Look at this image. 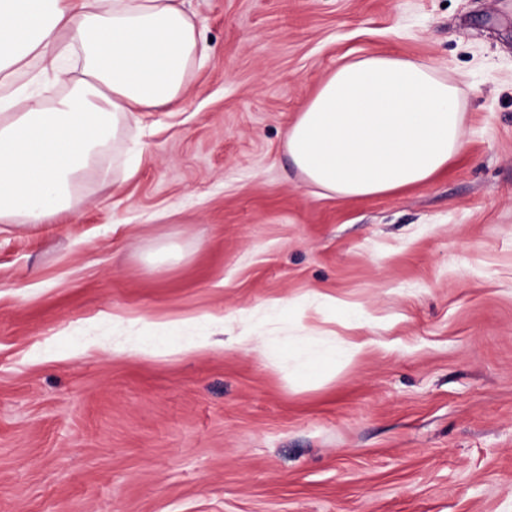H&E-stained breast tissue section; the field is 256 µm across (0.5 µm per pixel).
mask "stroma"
Listing matches in <instances>:
<instances>
[{
  "label": "stroma",
  "mask_w": 512,
  "mask_h": 512,
  "mask_svg": "<svg viewBox=\"0 0 512 512\" xmlns=\"http://www.w3.org/2000/svg\"><path fill=\"white\" fill-rule=\"evenodd\" d=\"M184 6L178 109L138 113L76 212L0 226V512H512V0ZM385 53L455 88L464 147L418 185L319 194L285 130ZM212 317L192 353L112 351ZM320 336L370 345L303 377Z\"/></svg>",
  "instance_id": "stroma-1"
}]
</instances>
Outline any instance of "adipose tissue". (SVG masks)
<instances>
[{"mask_svg": "<svg viewBox=\"0 0 512 512\" xmlns=\"http://www.w3.org/2000/svg\"><path fill=\"white\" fill-rule=\"evenodd\" d=\"M183 0H0V221L74 212L137 113L174 108L201 33ZM289 159L324 193L418 184L464 144L454 88L418 62L370 55L337 67L287 128Z\"/></svg>", "mask_w": 512, "mask_h": 512, "instance_id": "1", "label": "adipose tissue"}]
</instances>
